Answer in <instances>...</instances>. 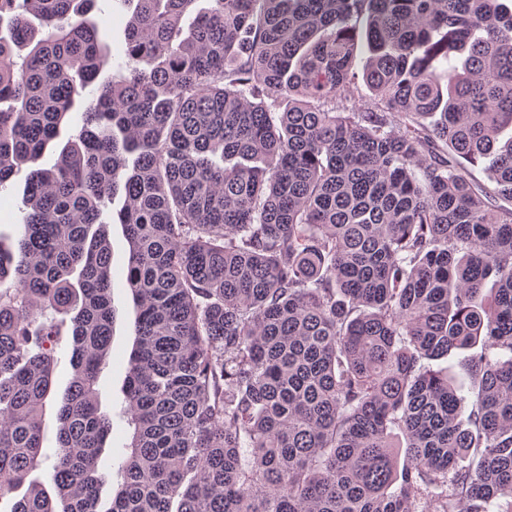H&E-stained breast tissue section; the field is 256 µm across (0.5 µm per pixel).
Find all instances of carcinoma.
<instances>
[{"label": "carcinoma", "instance_id": "cac0c4a2", "mask_svg": "<svg viewBox=\"0 0 512 512\" xmlns=\"http://www.w3.org/2000/svg\"><path fill=\"white\" fill-rule=\"evenodd\" d=\"M114 2L117 55L96 0H0V192L58 148L0 242L5 512H99L117 198L107 512H512V6ZM458 349L468 407L432 365ZM110 1V2H107ZM115 6V2L113 3ZM112 9V0H98L94 17L98 18L105 30V40L113 52L120 50L124 44V23ZM109 236L112 241V297L116 309L113 327L112 350L101 377L100 402L102 411L112 418V435L106 443L99 460V466L108 471L111 464L112 485L102 489V499L109 502L118 489L119 480L115 475V461L125 452L124 446L130 442L132 429L123 414L122 388L126 376L129 356L134 341V304L126 282L128 244L121 224H110ZM112 465V466H113ZM70 377L71 368L67 361H62L56 374L55 395L53 399L50 400L46 405L45 422L47 439L45 446L47 448H53L55 446V408L57 402L61 399L62 394L68 385Z\"/></svg>", "mask_w": 512, "mask_h": 512}]
</instances>
